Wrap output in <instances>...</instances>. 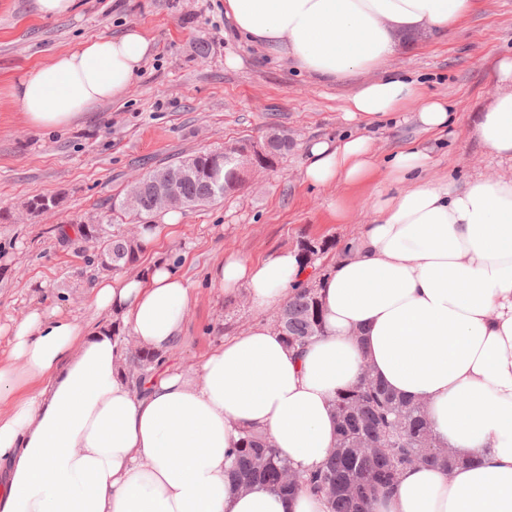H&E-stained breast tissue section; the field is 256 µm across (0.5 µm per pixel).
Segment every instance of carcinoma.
Segmentation results:
<instances>
[{"label":"carcinoma","mask_w":512,"mask_h":512,"mask_svg":"<svg viewBox=\"0 0 512 512\" xmlns=\"http://www.w3.org/2000/svg\"><path fill=\"white\" fill-rule=\"evenodd\" d=\"M189 160L195 163L197 174L176 187L188 208L223 198L226 167L234 169L241 164L239 160L224 161V155L216 151L199 152ZM183 164L179 160L142 174L137 185L143 205L131 210L123 205L124 199H116L106 206L107 217H112L115 211H128L138 223H149L159 212L151 202L155 178ZM77 233L84 242L94 239L97 263L114 271L135 265L143 250L138 231L114 234L110 225L101 223L88 228L79 224ZM298 247L308 264L332 244L301 240ZM275 319L284 320L280 334L290 348L302 349L324 336L322 300L317 286L308 282L296 284L293 295L278 308ZM159 363L160 357L148 351L138 348L131 352L127 375L136 390H142L143 379ZM333 407L336 446L319 467L299 475L296 482L288 480L286 473L292 470L288 461L280 457L266 436L246 430L238 446L229 452L228 474L233 483L288 496L306 489L324 498L327 512H369L377 495L391 493L406 469L436 464L450 473L463 464L460 457L441 445L424 408L377 378L369 376L336 392Z\"/></svg>","instance_id":"1"}]
</instances>
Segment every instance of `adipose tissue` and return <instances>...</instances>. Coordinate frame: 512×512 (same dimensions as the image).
<instances>
[{
  "label": "adipose tissue",
  "mask_w": 512,
  "mask_h": 512,
  "mask_svg": "<svg viewBox=\"0 0 512 512\" xmlns=\"http://www.w3.org/2000/svg\"><path fill=\"white\" fill-rule=\"evenodd\" d=\"M474 2L225 0L224 14L249 41L341 80L417 35H447ZM153 50L136 27L87 40L15 80L11 97L32 128L65 127L121 99ZM492 79L473 134L512 162V59ZM409 106L423 130L447 127L445 103L393 75L361 85L345 117L369 127ZM305 155L314 187L359 185L377 169L365 135L317 140ZM427 161L414 148L392 157L399 188H374L352 255L321 276L326 332L304 352L259 321L196 368H166L136 392L112 330L158 355L178 342L191 292L164 259L90 286V307L111 326L38 307L13 321L0 357V512H325L307 490L233 486L227 453L252 429L295 469H315L336 443L337 390L366 369L422 404L440 440L469 460L450 475L405 471L371 512H512V177L431 182ZM307 275L287 248L257 262L231 255L212 271L226 291L247 288L261 312Z\"/></svg>",
  "instance_id": "adipose-tissue-1"
}]
</instances>
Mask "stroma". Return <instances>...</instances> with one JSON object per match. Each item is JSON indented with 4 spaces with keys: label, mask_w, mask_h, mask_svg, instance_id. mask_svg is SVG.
<instances>
[{
    "label": "stroma",
    "mask_w": 512,
    "mask_h": 512,
    "mask_svg": "<svg viewBox=\"0 0 512 512\" xmlns=\"http://www.w3.org/2000/svg\"><path fill=\"white\" fill-rule=\"evenodd\" d=\"M134 24L153 39L155 52L121 100L100 104L69 127L44 131L30 127L10 102L11 84L53 53ZM231 56L240 58L238 67L227 65ZM504 57L512 58V0H476L447 37H420L385 69L336 81L300 73L290 60L233 34L224 0H76L61 18L39 16L34 0H0V355L10 350L11 322L34 304L82 321L92 315L86 287L103 272L59 238L58 226L108 218L113 231L128 230L132 216L107 215L104 204L123 197L134 178L227 143L286 133L293 146L273 170L250 176L224 200L183 209L181 223L140 255L142 267L158 258L172 261L189 282L184 334L166 358L196 367L219 341L275 315L256 311L247 289L229 294L211 283L218 260L235 253L256 261L304 238L329 239L335 249L315 261L322 271L338 247L361 237L372 217L370 187L313 188L302 171L307 142L355 130L344 112L363 83L386 74L407 77L451 113L443 134L422 132L409 113L370 129L379 160L412 144L430 156V180L460 185L476 174L512 176V165L470 132ZM38 197L54 199L55 208L28 211Z\"/></svg>",
    "instance_id": "stroma-1"
}]
</instances>
